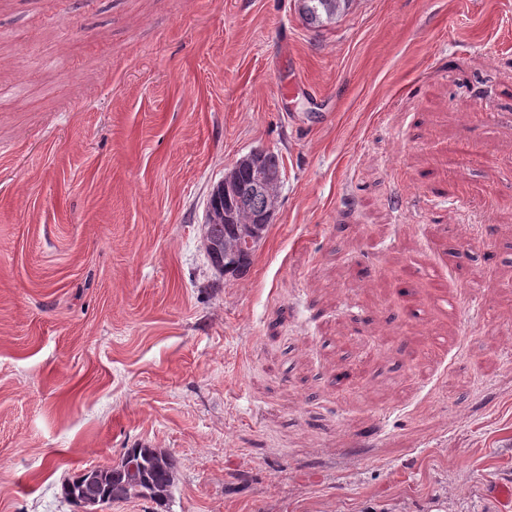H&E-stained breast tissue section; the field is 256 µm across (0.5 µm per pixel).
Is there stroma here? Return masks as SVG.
Wrapping results in <instances>:
<instances>
[{"label": "stroma", "instance_id": "35a3bbf8", "mask_svg": "<svg viewBox=\"0 0 512 512\" xmlns=\"http://www.w3.org/2000/svg\"><path fill=\"white\" fill-rule=\"evenodd\" d=\"M0 512L144 443L170 512H512V0H0ZM282 162L248 274L208 195ZM428 271L481 319L438 307ZM350 0H299V12L310 28L332 23L349 6ZM209 256V255H208ZM251 257H243V256H237L234 259H228L224 262L223 259H212L210 258L212 266L221 274L224 276H230V277H240L244 275L250 264H251Z\"/></svg>", "mask_w": 512, "mask_h": 512}]
</instances>
